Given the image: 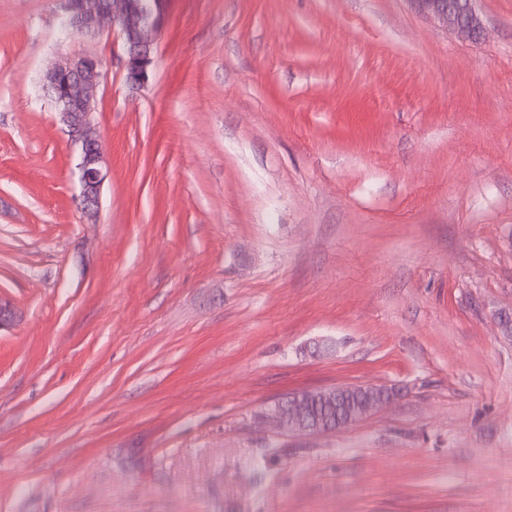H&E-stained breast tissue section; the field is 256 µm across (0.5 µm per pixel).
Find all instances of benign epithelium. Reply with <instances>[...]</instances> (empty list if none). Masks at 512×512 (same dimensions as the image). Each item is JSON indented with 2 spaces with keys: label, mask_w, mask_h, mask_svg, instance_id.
Listing matches in <instances>:
<instances>
[{
  "label": "benign epithelium",
  "mask_w": 512,
  "mask_h": 512,
  "mask_svg": "<svg viewBox=\"0 0 512 512\" xmlns=\"http://www.w3.org/2000/svg\"><path fill=\"white\" fill-rule=\"evenodd\" d=\"M165 0H64L65 25L76 34H97L103 30L118 32L123 40L126 59V79L143 85L149 79L153 65L154 39L165 22ZM419 8L445 22L461 37L477 41L482 35L480 19L475 11L476 0H464L465 18L450 0H414ZM104 75V64L95 55L65 57L44 77V86L55 103L71 140L79 149L81 208L94 213L99 208L101 187L107 167L96 131L90 126V115L98 87ZM357 389L362 392H383L381 401L355 412L347 424L355 423L388 405L394 393L376 386H339L324 388L321 393L334 398ZM310 391L294 392L278 401L270 411L281 426L302 433H319L330 427L308 420Z\"/></svg>",
  "instance_id": "7a95c632"
}]
</instances>
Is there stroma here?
<instances>
[{
    "mask_svg": "<svg viewBox=\"0 0 512 512\" xmlns=\"http://www.w3.org/2000/svg\"><path fill=\"white\" fill-rule=\"evenodd\" d=\"M165 0L149 80L0 0V512H512V0ZM106 67L100 208L43 86ZM393 401L301 434L302 390ZM421 10L432 14L452 27L461 37L477 41L482 35L480 19L475 11L476 0H463L465 19L459 17V12L451 0H413ZM359 390L362 392H373V391H381L383 392V397L381 401L373 404H369L355 412L349 420L336 427V418L338 416H342V411L336 410V405H333L329 401H323V399H313L312 408H313V416L315 419L320 422H324L325 424H331L333 427L339 428L355 423L363 418L377 412L381 408L388 405L394 393L391 389L386 387H376V386H339V387H330L324 388L320 390H303L294 392L282 400L278 401L274 407L270 411L271 417L280 425L286 428H289L293 431L302 432V433H319L323 431L331 430L329 426H323L320 423H313L308 420V396L312 392H321L324 395L330 398H336V396H340L342 394L347 393L348 391Z\"/></svg>",
    "mask_w": 512,
    "mask_h": 512,
    "instance_id": "35a3bbf8",
    "label": "stroma"
}]
</instances>
